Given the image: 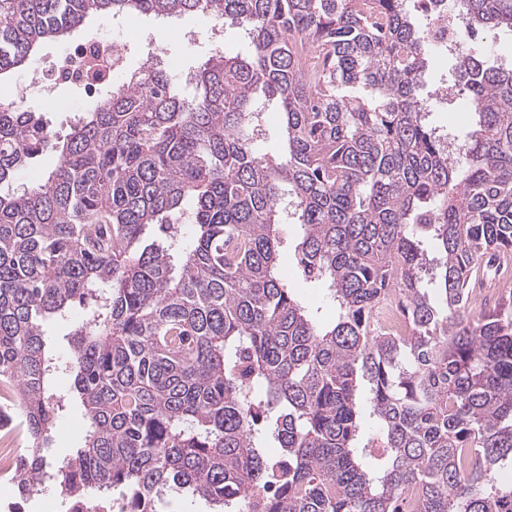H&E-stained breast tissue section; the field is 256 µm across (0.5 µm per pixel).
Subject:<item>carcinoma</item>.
<instances>
[{
  "mask_svg": "<svg viewBox=\"0 0 512 512\" xmlns=\"http://www.w3.org/2000/svg\"><path fill=\"white\" fill-rule=\"evenodd\" d=\"M460 2L461 138L427 122L430 45L404 0H0V78L93 16H208L248 38L209 56L192 98L143 63L59 140L0 104V384L30 438L21 484L47 472L87 512L115 495L156 512L170 489L218 512H512V291L469 302L512 254V69L470 47L512 33V0ZM270 100L277 154L256 146ZM53 140L52 171L15 193ZM288 204L327 323L279 273ZM180 224L175 263L146 234ZM87 301L67 361L87 432L51 464L42 325ZM396 302L408 336L379 324Z\"/></svg>",
  "mask_w": 512,
  "mask_h": 512,
  "instance_id": "carcinoma-1",
  "label": "carcinoma"
}]
</instances>
